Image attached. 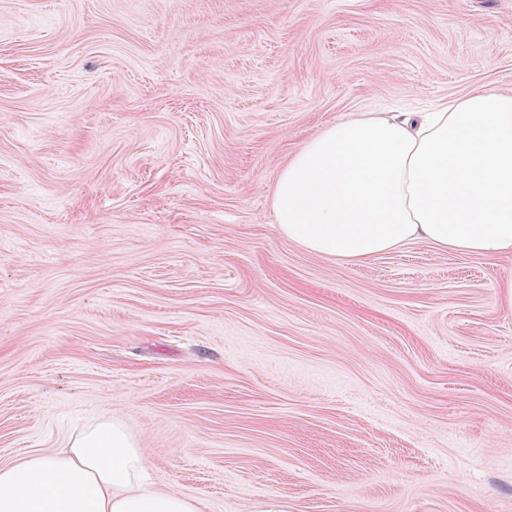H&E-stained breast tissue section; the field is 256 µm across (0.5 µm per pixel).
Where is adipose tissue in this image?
Masks as SVG:
<instances>
[{"label":"adipose tissue","instance_id":"obj_1","mask_svg":"<svg viewBox=\"0 0 512 512\" xmlns=\"http://www.w3.org/2000/svg\"><path fill=\"white\" fill-rule=\"evenodd\" d=\"M279 233L308 251L362 261L413 241L512 255V93L478 88L434 112L331 124L282 168ZM125 425L88 423L52 454L0 465V512H201L159 492Z\"/></svg>","mask_w":512,"mask_h":512}]
</instances>
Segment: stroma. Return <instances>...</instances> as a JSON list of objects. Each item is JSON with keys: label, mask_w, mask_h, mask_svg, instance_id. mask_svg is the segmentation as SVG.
Instances as JSON below:
<instances>
[{"label": "stroma", "mask_w": 512, "mask_h": 512, "mask_svg": "<svg viewBox=\"0 0 512 512\" xmlns=\"http://www.w3.org/2000/svg\"><path fill=\"white\" fill-rule=\"evenodd\" d=\"M512 92V0H0V464L121 420L202 512H512V257L282 237L289 156Z\"/></svg>", "instance_id": "35a3bbf8"}]
</instances>
